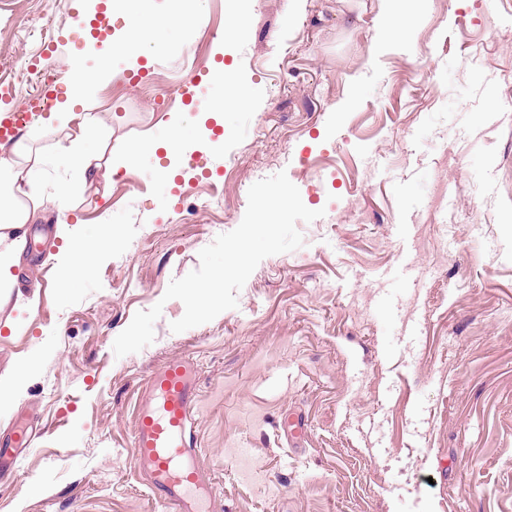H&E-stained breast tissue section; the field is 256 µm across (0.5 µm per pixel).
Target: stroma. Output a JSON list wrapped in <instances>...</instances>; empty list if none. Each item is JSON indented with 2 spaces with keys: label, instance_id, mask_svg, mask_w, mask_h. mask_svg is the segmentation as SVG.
<instances>
[{
  "label": "stroma",
  "instance_id": "stroma-1",
  "mask_svg": "<svg viewBox=\"0 0 512 512\" xmlns=\"http://www.w3.org/2000/svg\"><path fill=\"white\" fill-rule=\"evenodd\" d=\"M92 2L0 0L12 104L43 67L63 88L69 59L94 58L76 24ZM154 7L193 22L114 55L75 108L97 118L86 144L118 178L84 180L53 155L56 134L30 126L47 183L70 191L27 225L35 241L0 288V376L29 371L0 406V448L17 419L40 432L0 476V512H163L134 471L132 433L145 378L173 357L197 366L192 436L212 512H512V0ZM389 9L410 42H382ZM220 63L251 99L203 150L210 177L187 168L169 185L125 167L172 121L203 133L171 91L189 79L221 97ZM281 171L323 217L298 223L302 247L259 263L237 308L172 332L185 308L165 300L171 280ZM78 245L95 262L69 283ZM158 303L153 343L116 357L117 335Z\"/></svg>",
  "mask_w": 512,
  "mask_h": 512
}]
</instances>
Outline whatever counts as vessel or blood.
I'll list each match as a JSON object with an SVG mask.
<instances>
[{
    "label": "vessel or blood",
    "mask_w": 512,
    "mask_h": 512,
    "mask_svg": "<svg viewBox=\"0 0 512 512\" xmlns=\"http://www.w3.org/2000/svg\"><path fill=\"white\" fill-rule=\"evenodd\" d=\"M51 101L41 91L33 104L0 112V144L14 140ZM197 366L189 358L163 361L138 394L133 437V463L138 478L167 512H210L213 492L197 462V444L188 438L199 404ZM34 440L27 427L12 428L11 445L0 448V471L12 469L16 449Z\"/></svg>",
    "instance_id": "vessel-or-blood-1"
}]
</instances>
